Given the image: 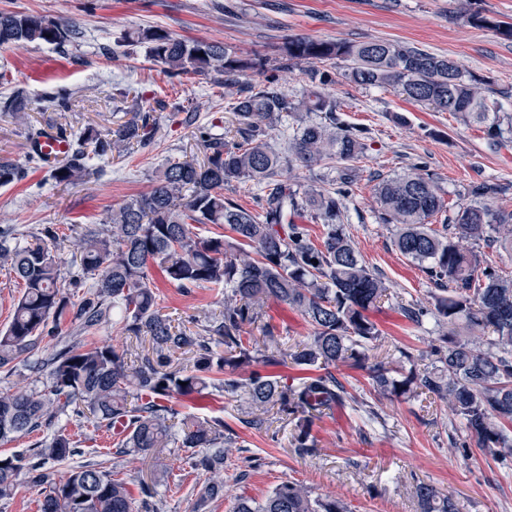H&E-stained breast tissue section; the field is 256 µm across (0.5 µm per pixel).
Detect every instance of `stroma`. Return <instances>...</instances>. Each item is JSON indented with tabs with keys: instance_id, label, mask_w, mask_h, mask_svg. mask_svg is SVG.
I'll return each mask as SVG.
<instances>
[{
	"instance_id": "stroma-1",
	"label": "stroma",
	"mask_w": 512,
	"mask_h": 512,
	"mask_svg": "<svg viewBox=\"0 0 512 512\" xmlns=\"http://www.w3.org/2000/svg\"><path fill=\"white\" fill-rule=\"evenodd\" d=\"M475 3L490 25H473L460 0H0V11L62 17L84 33L64 55L47 44L0 48V72L8 77L0 85V98L25 97L30 121L45 128L62 121L77 130L92 126L103 131L125 113L147 110L156 128L153 146L96 159L97 173L88 182L61 186L46 168L30 161L24 124L0 112V157L17 161L26 171L22 181L0 188V229H12L13 244L24 245L41 237L44 228H57L54 254L62 280H69L75 270L72 243L85 225L103 223L112 209L148 192L155 170L167 159L203 158L196 126L218 123L225 138L234 137L237 121L223 76L170 77L142 47L127 55L103 53V46L137 29L154 27L177 38L215 41L244 57L262 59L275 70L281 91L295 100L304 73L296 65H279V48L288 37L404 41L454 58L467 75L501 91L503 107L512 113V39L500 31L512 24V0ZM323 67L337 74L328 88L337 117L364 131V153L342 217L367 266L383 278L391 295L370 313L382 335L368 355L380 359L407 350L418 357L441 331L431 318L419 325L406 321L397 301H429L431 286L420 268L395 249L393 225L378 222L374 189L384 177L421 166L450 204L461 201L470 183L486 181L508 188L506 195L492 199V206L512 207V141L493 144L482 131L449 113L410 103L394 88L356 85L344 78L340 60L324 61ZM59 86L72 93L63 114L45 107L47 94ZM153 281L163 314L191 330L202 331L207 316L224 308L218 291H186L158 271ZM266 318L282 332L287 350L313 332L279 302L268 303ZM337 376L357 396L374 402L379 419L366 421L349 406L336 409L315 422L320 453L310 457L294 452L292 424L270 411L261 429L247 431L249 452L229 456L224 496L209 503L206 512H231L235 496L259 500L284 480L301 482L316 496L341 498L352 512H420L414 490L422 482L453 495L466 512H512V460L498 462L477 448H456L463 429L446 403L426 395L405 400L376 396L359 369L342 367ZM58 429L71 435L76 453L67 465L49 466L52 476L98 462L135 485L151 479L150 459L115 455L109 433L72 413L60 417L54 428L0 441V455L29 453L35 442L50 439ZM185 454L174 444L162 451L171 478L156 487L157 512L194 508V487L205 476L184 465Z\"/></svg>"
}]
</instances>
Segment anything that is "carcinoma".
Wrapping results in <instances>:
<instances>
[{
    "label": "carcinoma",
    "instance_id": "1",
    "mask_svg": "<svg viewBox=\"0 0 512 512\" xmlns=\"http://www.w3.org/2000/svg\"><path fill=\"white\" fill-rule=\"evenodd\" d=\"M79 31L61 19L0 11V47L37 43L57 48L73 43ZM143 44L153 61L169 74H234L254 66L225 45L201 39L175 38L161 29L144 28L127 37ZM283 66L309 64L301 99L294 101L269 76L256 88L239 89L233 104L237 139L224 140L212 128L199 126L196 137L203 160H170L153 175L151 189L131 198L107 217L110 227H87L75 239L78 272L73 288L91 287L79 303L62 289L61 270L48 243L59 234L24 246L0 242V267L9 268L24 291L8 327L0 332V369L29 353L48 324L59 330L69 319L83 334L93 333L120 311L125 334L149 337L151 352L131 365L126 351L109 343L79 342L59 350L50 362L41 392L18 389L0 393V441L26 437L51 427L58 415L72 410L120 437L115 454L148 455L166 448L179 428L181 447L191 453L188 467L209 477L199 485L196 509L224 497V463L228 449L248 451V442L224 420L200 418L169 405L175 396L206 408L208 389H221L250 408H275L291 417L295 448L316 454L311 424L338 407L351 405L368 418L378 412L351 394L336 377L346 366L367 372L379 395L410 398L429 394L448 404L466 431L460 448L474 444L486 456L512 457V276L485 263L481 254L461 242L512 251V209L493 208L486 199L502 189L475 182L467 201L456 204L442 230L430 219L447 211L441 190L426 174L410 172L382 179L376 189L377 218L396 227L393 245L417 264L434 285L432 303L400 300L397 309L413 324L432 316L446 332L430 345L432 367L420 370L415 357L400 352L396 361L368 363V346L381 331L369 312L389 297L379 274L366 266L341 222L342 200L356 181L353 163L363 155L362 130L336 118V100L327 87L336 73L312 67L317 61L341 59L343 76L360 86H393L414 102L448 112L466 125H476L492 141L512 134V114L502 111L496 92L481 86L452 58L399 41L349 43L305 36L286 39L280 48ZM71 93L57 88L46 99L57 112L69 110ZM304 111L320 120H303L294 130L288 154L266 141L283 113ZM0 111L27 123V102L7 97ZM154 139L150 117L140 112L103 134L86 128L70 139L65 163L54 166L57 184L85 181L89 161L118 150L143 148ZM346 163L331 190L309 186L299 192L285 170L311 166L324 159ZM24 177L16 161L0 158V187ZM263 185L253 212L224 197L234 182ZM308 220L299 224L296 218ZM319 224L320 243L309 224ZM198 224H215L224 232L201 237ZM158 269L178 287L224 289V310L205 327L206 335L172 324L161 312L152 270ZM287 305L313 328L305 342L284 352L281 336L265 321L269 301ZM258 329L263 344L251 336ZM193 355L189 368H171V354ZM293 363L304 372L297 383L258 367ZM76 453L70 436L59 431L37 442L32 456H0V497L11 493L24 472L29 482L45 487L39 512H138L129 483L111 471L87 463L53 479L45 465L62 463ZM420 512H463L451 495L432 484L416 486ZM233 512H350L334 496L314 497L300 482L283 481L261 500L235 498Z\"/></svg>",
    "mask_w": 512,
    "mask_h": 512
}]
</instances>
